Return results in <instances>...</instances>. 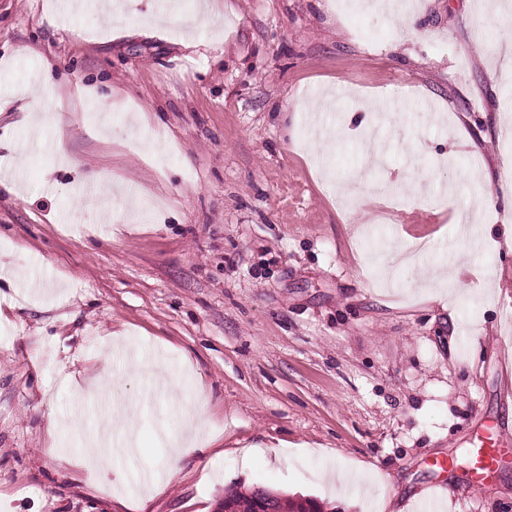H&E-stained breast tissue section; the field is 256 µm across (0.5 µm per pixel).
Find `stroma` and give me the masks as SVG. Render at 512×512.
<instances>
[{"mask_svg": "<svg viewBox=\"0 0 512 512\" xmlns=\"http://www.w3.org/2000/svg\"><path fill=\"white\" fill-rule=\"evenodd\" d=\"M121 2L108 16L0 0V173L22 191L0 193V501L216 512L225 489L264 487L322 512H411L440 480L445 512H512V459L478 488L431 468L512 438L500 8L224 0L205 19L178 0L158 27V0ZM43 84L37 124L22 106ZM320 92L336 107L310 154ZM98 172L110 209L154 212L105 219L82 194ZM457 256L472 287L499 293L418 292L424 268ZM201 397L206 449L173 460L169 437ZM127 418L142 454L84 464L98 426ZM338 465L370 488L322 483Z\"/></svg>", "mask_w": 512, "mask_h": 512, "instance_id": "obj_1", "label": "stroma"}]
</instances>
